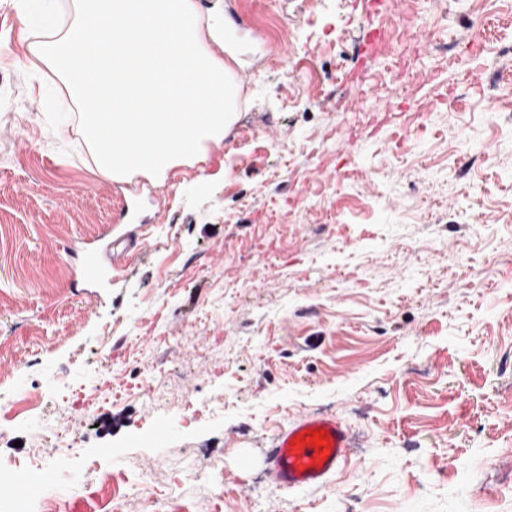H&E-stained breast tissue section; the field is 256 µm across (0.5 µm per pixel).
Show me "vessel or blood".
<instances>
[{
	"label": "vessel or blood",
	"mask_w": 512,
	"mask_h": 512,
	"mask_svg": "<svg viewBox=\"0 0 512 512\" xmlns=\"http://www.w3.org/2000/svg\"><path fill=\"white\" fill-rule=\"evenodd\" d=\"M393 41L391 30L367 28L361 36V54L370 62L390 57ZM317 429L328 437L325 448H315L306 441L307 432ZM349 446V432L339 420L322 414L304 415L275 435L267 450L268 478L280 491L322 486L345 463Z\"/></svg>",
	"instance_id": "b4317fda"
}]
</instances>
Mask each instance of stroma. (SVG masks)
<instances>
[{
    "label": "stroma",
    "mask_w": 512,
    "mask_h": 512,
    "mask_svg": "<svg viewBox=\"0 0 512 512\" xmlns=\"http://www.w3.org/2000/svg\"><path fill=\"white\" fill-rule=\"evenodd\" d=\"M199 2L233 122L117 180L0 0V462L51 475L31 512H512V0ZM372 24L396 37L365 93L336 61ZM312 413L346 463L271 488ZM317 429L328 436L329 446L322 451L305 441L306 432ZM349 447V432L339 420L322 414L304 415L279 430L267 448L270 483L279 491L322 486L345 463Z\"/></svg>",
    "instance_id": "obj_1"
}]
</instances>
